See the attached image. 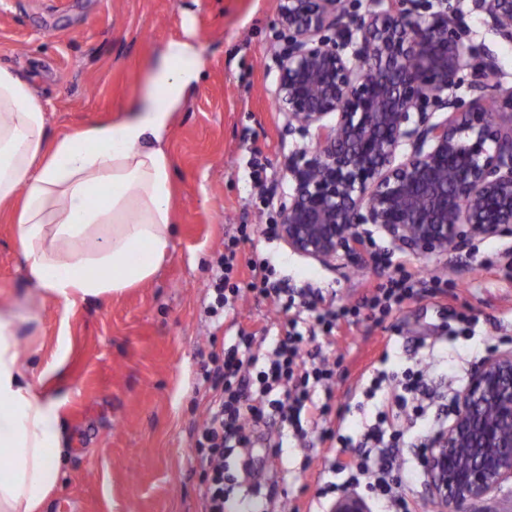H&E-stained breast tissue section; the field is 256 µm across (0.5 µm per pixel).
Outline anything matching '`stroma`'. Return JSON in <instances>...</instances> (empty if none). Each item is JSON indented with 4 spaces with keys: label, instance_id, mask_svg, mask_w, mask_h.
<instances>
[{
    "label": "stroma",
    "instance_id": "35a3bbf8",
    "mask_svg": "<svg viewBox=\"0 0 512 512\" xmlns=\"http://www.w3.org/2000/svg\"><path fill=\"white\" fill-rule=\"evenodd\" d=\"M444 8L456 13L477 54L497 58L500 82L512 86V43L471 12L469 0H419L425 15ZM188 26L201 39L207 69L174 117L168 149L175 224L159 274L66 314L46 304L33 334L21 336V347L42 344L45 364L58 346L67 350L62 413L69 456L44 512H202L193 433L204 406L196 387L211 351L235 334L205 313L211 265L236 225L278 220L293 191L285 166L311 141L289 133L273 104L284 39L276 0H0V65L24 73L44 102L49 142L120 118L149 60ZM255 149L272 180L265 206L255 203L248 177ZM510 250L512 232L475 239L447 258L395 251L396 260L453 286L443 306L420 297L384 323L364 316L337 336L331 350L343 355L347 373L336 379L334 409L353 406L362 373L380 355L391 368L409 364L418 337H446L459 371L435 385L451 393L466 385L488 345L512 348V281L497 264ZM255 252L296 284L334 291L338 304L356 301L365 280L377 276L370 258L322 265L258 235L241 244L239 256ZM33 290L14 227L0 216V303L23 301ZM463 312L478 317L475 335L457 321ZM252 455L253 466L236 472L240 486L228 512H260L261 499L248 490L283 463L290 467L283 500L306 512L320 486L343 482L333 466L349 457L294 440L282 460L260 447Z\"/></svg>",
    "mask_w": 512,
    "mask_h": 512
}]
</instances>
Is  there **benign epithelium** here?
<instances>
[{"label":"benign epithelium","mask_w":512,"mask_h":512,"mask_svg":"<svg viewBox=\"0 0 512 512\" xmlns=\"http://www.w3.org/2000/svg\"><path fill=\"white\" fill-rule=\"evenodd\" d=\"M471 10L512 43V0H470ZM365 15L346 0H278L285 44L275 105L288 133L312 151L288 165L294 183L280 212V239L323 265L359 256L370 224L391 245L445 256L512 229V88L496 58L471 63L472 47L446 10L424 16L407 0H375ZM469 70L472 100L456 95ZM444 117L433 119L435 113ZM410 153L397 159L399 148ZM452 423L424 461L438 512L480 501L512 481V349L495 350L455 394ZM331 512H370L346 493Z\"/></svg>","instance_id":"1"}]
</instances>
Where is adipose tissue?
<instances>
[{
  "instance_id": "adipose-tissue-1",
  "label": "adipose tissue",
  "mask_w": 512,
  "mask_h": 512,
  "mask_svg": "<svg viewBox=\"0 0 512 512\" xmlns=\"http://www.w3.org/2000/svg\"><path fill=\"white\" fill-rule=\"evenodd\" d=\"M205 67L196 33L186 31L151 61L121 118L48 143L40 98L0 66V208L17 211V242L36 287L26 319L0 305V512H40L67 457L63 400L45 389L66 354L36 370L41 349H21L20 330L38 323L46 302L67 310L157 275L175 222L168 135Z\"/></svg>"
}]
</instances>
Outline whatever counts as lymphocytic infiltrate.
Instances as JSON below:
<instances>
[{
	"instance_id": "f902f5d3",
	"label": "lymphocytic infiltrate",
	"mask_w": 512,
	"mask_h": 512,
	"mask_svg": "<svg viewBox=\"0 0 512 512\" xmlns=\"http://www.w3.org/2000/svg\"><path fill=\"white\" fill-rule=\"evenodd\" d=\"M250 237L248 225L242 224L225 241L212 271L209 313L221 317L248 292L287 319L275 332L266 325L239 326L233 343L210 354L212 366L204 374L206 416L195 438L204 512H225L236 481L231 461L238 449L259 442L271 457H280L282 437L271 431L276 423L292 428L297 440H306L313 427L320 441L354 449L346 486H364L379 512H416L409 489L423 470L429 437L438 427L428 418L435 406L429 367L444 363V356L430 355L400 371L372 367L362 389L365 396L380 400L375 420L341 431L329 425L332 406L318 395L331 393L343 359L327 357L321 341L356 323L361 313L379 323L417 297L445 298L448 281L408 269L376 247L370 259L383 278L355 303L336 308L324 305L319 289L297 288L276 278L267 259L238 263L236 249ZM414 427L417 439L410 450H403L400 443Z\"/></svg>"
}]
</instances>
